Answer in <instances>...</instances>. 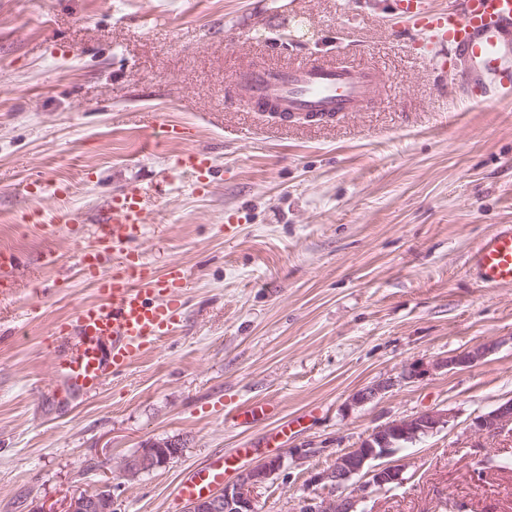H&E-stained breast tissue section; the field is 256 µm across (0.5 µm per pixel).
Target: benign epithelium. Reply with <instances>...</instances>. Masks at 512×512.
<instances>
[{
	"instance_id": "benign-epithelium-1",
	"label": "benign epithelium",
	"mask_w": 512,
	"mask_h": 512,
	"mask_svg": "<svg viewBox=\"0 0 512 512\" xmlns=\"http://www.w3.org/2000/svg\"><path fill=\"white\" fill-rule=\"evenodd\" d=\"M496 348L494 343H486L459 354H454L434 365L436 369L472 367L481 362ZM396 385L389 378L355 392L350 406L359 407L377 399L382 393ZM448 414L438 410H427L414 416L393 420L372 430L360 445L336 456L334 464L315 474L311 482L321 484L330 491L325 498L306 497L301 512H355L356 500L352 496L336 494L349 487V482L363 473L369 477L368 484L379 489L390 488L401 483V470L392 466H377L366 469L368 463L378 459L395 448L400 441L410 442L433 433L447 425ZM512 424V401L509 400L496 409L476 417L470 432L502 431ZM175 442L161 440L139 449L134 455L120 462L119 473L134 478L175 458ZM283 466L280 459L272 460L241 471L235 481L224 486L216 494L202 495L192 500L188 512H255V490L265 484L272 474ZM66 512H113L112 495L100 492L84 494L73 498Z\"/></svg>"
}]
</instances>
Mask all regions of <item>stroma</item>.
Masks as SVG:
<instances>
[{
	"label": "stroma",
	"mask_w": 512,
	"mask_h": 512,
	"mask_svg": "<svg viewBox=\"0 0 512 512\" xmlns=\"http://www.w3.org/2000/svg\"><path fill=\"white\" fill-rule=\"evenodd\" d=\"M429 43L389 0H0V251L20 258L0 287V512H65L105 488L114 512H186L180 481L217 455L232 458L231 481L281 458L256 512H300L327 496L311 478L337 454L433 408L447 427L382 457L401 485L354 478L357 512H512V431H469L512 399V285L480 287L468 263L512 224V102L461 96ZM322 54L378 68L364 111L281 121L228 85L251 64ZM152 114L188 139H161ZM187 149L215 167L200 194L190 170L170 171ZM129 191L146 203L138 249L156 270L188 272L182 321L63 411V345L46 336L96 300L74 257ZM70 210L82 223L45 228ZM489 340L498 349L475 366L349 405ZM266 402L273 416L243 418ZM162 439L180 454L117 474ZM397 381L399 382L400 380H393L392 378H389L385 381H381L377 384L358 390L353 394L350 401V406L359 407L367 403L373 402L382 393L388 391L389 389L397 385Z\"/></svg>",
	"instance_id": "obj_1"
}]
</instances>
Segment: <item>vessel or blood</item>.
Listing matches in <instances>:
<instances>
[{
	"instance_id": "b4317fda",
	"label": "vessel or blood",
	"mask_w": 512,
	"mask_h": 512,
	"mask_svg": "<svg viewBox=\"0 0 512 512\" xmlns=\"http://www.w3.org/2000/svg\"><path fill=\"white\" fill-rule=\"evenodd\" d=\"M391 5L430 32L438 71L456 67L460 86L485 100L512 93V0H459L456 8L440 12L429 10L426 0H392ZM379 81L375 68L317 60L246 67L231 77L245 106L271 103L318 119L362 111ZM176 166L193 171L197 191L207 188L208 156L190 150ZM146 220L139 194L113 196L98 218L94 243L76 256L79 275L94 285L98 299L80 304L54 327L56 338L66 343L54 365L59 401L96 393L181 322L187 271L173 261L155 272L137 251ZM469 260L482 287L512 284V225H499ZM230 467L221 457L192 471L181 481L178 497L189 501L212 493Z\"/></svg>"
}]
</instances>
